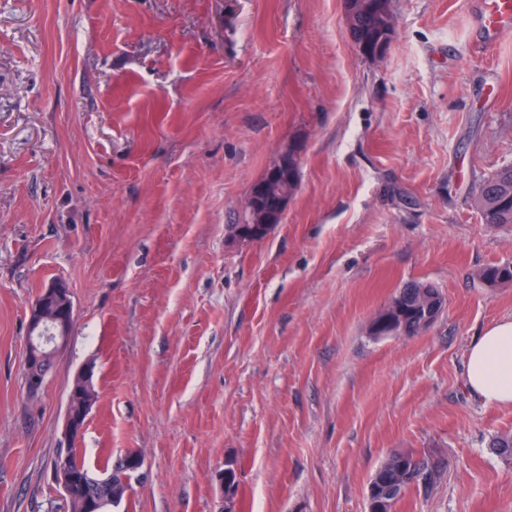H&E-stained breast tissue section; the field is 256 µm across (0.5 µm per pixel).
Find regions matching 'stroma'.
I'll return each instance as SVG.
<instances>
[{
	"label": "stroma",
	"instance_id": "35a3bbf8",
	"mask_svg": "<svg viewBox=\"0 0 512 512\" xmlns=\"http://www.w3.org/2000/svg\"><path fill=\"white\" fill-rule=\"evenodd\" d=\"M472 0H391L365 57L343 0H0V512H66L53 476L136 450L114 512H366L380 463L428 483L396 512H512L490 446L512 406L465 383L469 345L512 318V224L472 198L512 164V32L478 45ZM300 155L281 224H228L281 151ZM64 281L72 333L37 397L31 306ZM445 308L375 339L403 285ZM93 365L82 436L65 432ZM477 277L487 287L491 286L487 285L489 280L498 285L512 284V262L482 267L477 271ZM388 458H393L400 461L404 468L407 476V481H417V485L426 483L430 477L431 472L429 471L428 464L423 458L415 456L412 452H396L389 455Z\"/></svg>",
	"mask_w": 512,
	"mask_h": 512
}]
</instances>
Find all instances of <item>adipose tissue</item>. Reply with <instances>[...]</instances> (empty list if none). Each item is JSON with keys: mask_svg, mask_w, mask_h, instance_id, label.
Masks as SVG:
<instances>
[{"mask_svg": "<svg viewBox=\"0 0 512 512\" xmlns=\"http://www.w3.org/2000/svg\"><path fill=\"white\" fill-rule=\"evenodd\" d=\"M468 386L490 405H512V318L483 330L467 352Z\"/></svg>", "mask_w": 512, "mask_h": 512, "instance_id": "1", "label": "adipose tissue"}]
</instances>
